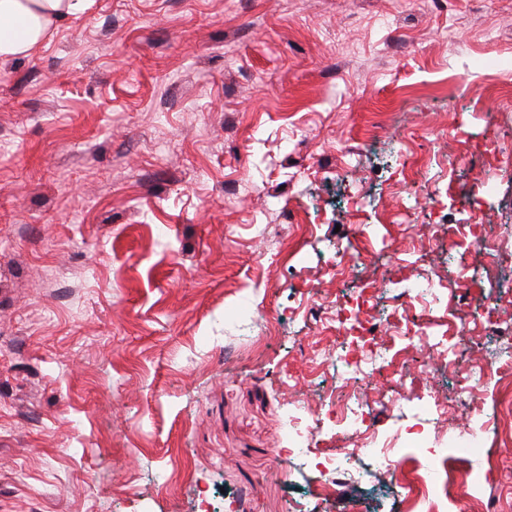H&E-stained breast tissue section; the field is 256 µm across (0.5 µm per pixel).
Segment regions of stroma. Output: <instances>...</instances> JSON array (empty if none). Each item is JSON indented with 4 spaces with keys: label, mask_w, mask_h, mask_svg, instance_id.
Here are the masks:
<instances>
[{
    "label": "stroma",
    "mask_w": 512,
    "mask_h": 512,
    "mask_svg": "<svg viewBox=\"0 0 512 512\" xmlns=\"http://www.w3.org/2000/svg\"><path fill=\"white\" fill-rule=\"evenodd\" d=\"M492 141L512 143V0H89L0 59V512H391L385 475L323 503L280 453L336 389L312 356L345 339L309 309L395 278L431 230L425 269L470 316L488 258L448 252L460 225L512 270ZM338 241L362 269L330 275ZM508 360L489 334L456 374L409 371L454 399ZM495 388L487 493L512 512ZM391 389H354L383 434ZM465 236L471 246L478 247L486 253H498V244L491 240L484 224H463Z\"/></svg>",
    "instance_id": "stroma-1"
}]
</instances>
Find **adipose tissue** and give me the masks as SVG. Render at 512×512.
<instances>
[{
  "label": "adipose tissue",
  "mask_w": 512,
  "mask_h": 512,
  "mask_svg": "<svg viewBox=\"0 0 512 512\" xmlns=\"http://www.w3.org/2000/svg\"><path fill=\"white\" fill-rule=\"evenodd\" d=\"M84 8L85 0H0V58L28 54L51 27Z\"/></svg>",
  "instance_id": "1"
}]
</instances>
